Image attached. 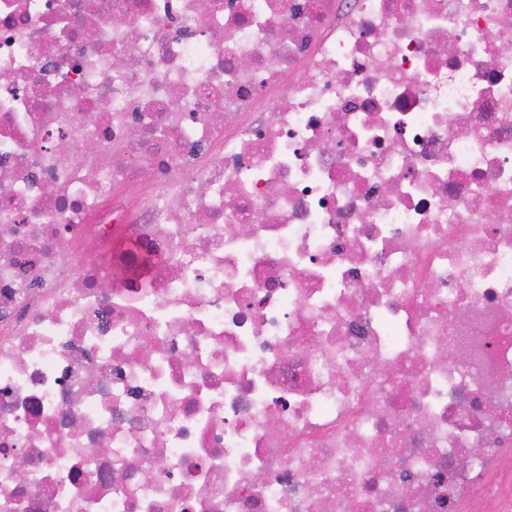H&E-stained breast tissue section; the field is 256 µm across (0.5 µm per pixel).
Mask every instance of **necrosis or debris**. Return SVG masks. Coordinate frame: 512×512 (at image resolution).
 I'll use <instances>...</instances> for the list:
<instances>
[{
    "instance_id": "1",
    "label": "necrosis or debris",
    "mask_w": 512,
    "mask_h": 512,
    "mask_svg": "<svg viewBox=\"0 0 512 512\" xmlns=\"http://www.w3.org/2000/svg\"><path fill=\"white\" fill-rule=\"evenodd\" d=\"M0 512H512V0H0Z\"/></svg>"
}]
</instances>
